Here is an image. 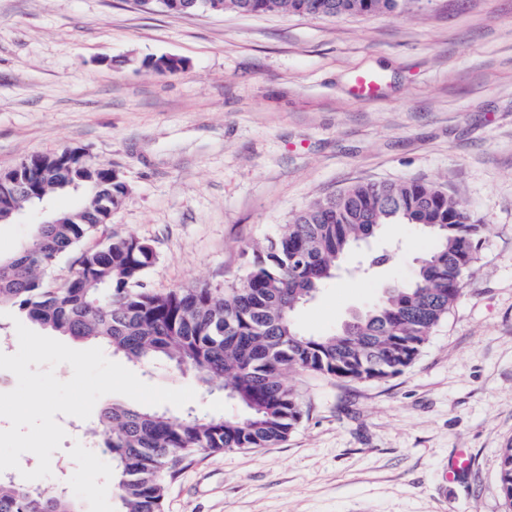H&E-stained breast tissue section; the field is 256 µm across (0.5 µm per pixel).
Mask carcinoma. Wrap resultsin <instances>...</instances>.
<instances>
[{"label":"carcinoma","instance_id":"carcinoma-1","mask_svg":"<svg viewBox=\"0 0 512 512\" xmlns=\"http://www.w3.org/2000/svg\"><path fill=\"white\" fill-rule=\"evenodd\" d=\"M410 0H188L185 12L244 14L288 11L310 17L402 13ZM31 181L0 201L19 211L40 196L79 191L74 209L38 224L27 244L0 258V306L75 340L100 343L145 372L166 362L191 373L200 387L230 392L246 415L170 417L159 410L113 402L104 406L93 436L114 460L119 512H162L166 482L199 453L269 448L299 426L300 396L285 380L299 369L348 381L391 378L412 366L433 329L462 294L485 225L473 220L443 187L421 180L359 183L315 200L278 234L247 254L246 274L224 289L144 287L155 251L136 235L114 237L79 252L57 283L44 273L107 222L127 193L112 166L91 164L70 147L25 157ZM389 224H417L433 239L412 279L398 283L347 329L307 336L295 313L336 277L360 242ZM500 490L512 506V446L501 451ZM0 512H80L60 488L30 487L0 473Z\"/></svg>","mask_w":512,"mask_h":512}]
</instances>
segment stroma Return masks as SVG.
<instances>
[{
	"instance_id": "35a3bbf8",
	"label": "stroma",
	"mask_w": 512,
	"mask_h": 512,
	"mask_svg": "<svg viewBox=\"0 0 512 512\" xmlns=\"http://www.w3.org/2000/svg\"><path fill=\"white\" fill-rule=\"evenodd\" d=\"M175 57L176 73L145 67ZM378 95L352 90L357 71ZM82 147L129 192L97 236L149 240L145 286L223 288L245 251L311 202L356 183L444 186L485 224L463 292L415 363L380 381L293 371L303 417L272 448L202 454L166 486L163 512H511L499 488L512 445V0H413L397 16L149 13L134 0H0V172ZM61 192L0 226L14 254ZM431 247L389 226L297 314L336 332L409 280ZM67 433L42 487L82 512H117L112 456L91 420ZM469 465L448 468L457 455Z\"/></svg>"
}]
</instances>
